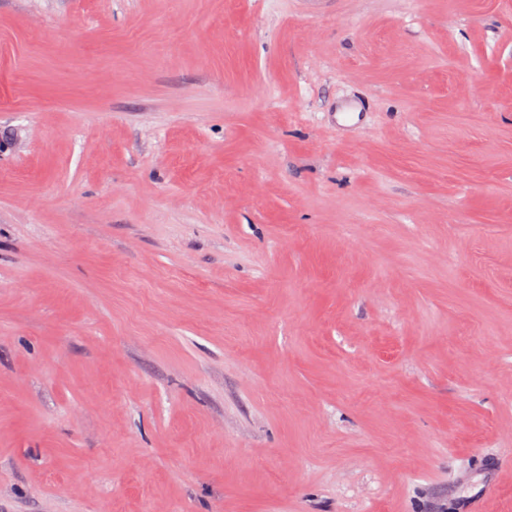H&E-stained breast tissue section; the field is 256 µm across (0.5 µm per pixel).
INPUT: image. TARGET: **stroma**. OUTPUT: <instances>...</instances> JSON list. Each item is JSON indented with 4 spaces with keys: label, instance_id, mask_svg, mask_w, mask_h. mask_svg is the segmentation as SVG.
Here are the masks:
<instances>
[{
    "label": "stroma",
    "instance_id": "stroma-1",
    "mask_svg": "<svg viewBox=\"0 0 512 512\" xmlns=\"http://www.w3.org/2000/svg\"><path fill=\"white\" fill-rule=\"evenodd\" d=\"M0 512H512V0H0Z\"/></svg>",
    "mask_w": 512,
    "mask_h": 512
}]
</instances>
